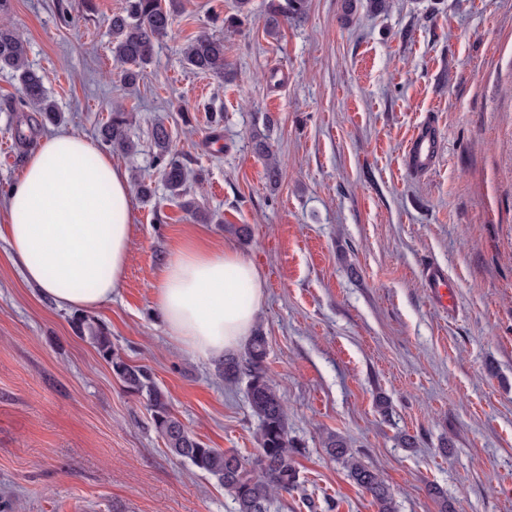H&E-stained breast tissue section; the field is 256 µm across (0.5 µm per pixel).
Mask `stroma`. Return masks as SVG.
<instances>
[{
	"label": "stroma",
	"mask_w": 512,
	"mask_h": 512,
	"mask_svg": "<svg viewBox=\"0 0 512 512\" xmlns=\"http://www.w3.org/2000/svg\"><path fill=\"white\" fill-rule=\"evenodd\" d=\"M267 2L252 0L230 28L235 0H180L172 34L127 89L106 27L126 0H12L0 21L26 40L61 120L19 144L31 115L6 108L19 84L0 71V196L43 137L97 140L123 106L138 152L112 162L128 179L153 176L155 196H133L126 279L94 316L189 431L245 458L258 448L244 385L186 353L154 305L171 251L199 233L253 260L263 281L256 326L303 483L271 512L329 501L376 512L326 454L330 433L379 471L396 512H512V0H393L381 15L359 6L346 25L343 0H309L275 39ZM201 33L223 37L233 82L184 64V43ZM424 121L440 148L418 173L404 147ZM159 122L202 176L190 197L219 223L196 221L156 178ZM257 134L280 164L277 186ZM433 264L456 285L446 310L421 282ZM70 315L0 242V501L10 512H234L216 479L169 453Z\"/></svg>",
	"instance_id": "stroma-1"
}]
</instances>
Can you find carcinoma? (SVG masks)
<instances>
[{
    "label": "carcinoma",
    "mask_w": 512,
    "mask_h": 512,
    "mask_svg": "<svg viewBox=\"0 0 512 512\" xmlns=\"http://www.w3.org/2000/svg\"><path fill=\"white\" fill-rule=\"evenodd\" d=\"M307 8L308 0H269L267 35H278L282 22L302 17ZM178 9L179 0H168L166 4L162 0H126L123 10L107 19L112 56L126 65L121 71V82L136 84L140 68L152 61L156 44L172 32V17ZM27 52L26 41L9 26L1 25L0 70L11 71L20 84V94L9 108L13 112L37 113L35 125L44 127L58 121V109L46 93L42 75L28 63ZM182 54L195 73L221 81L232 78L231 64L224 58V39L220 37L200 34L184 45ZM127 126L122 106L113 108L110 119L99 130L102 145L127 155L136 153L137 144L129 138ZM152 137L156 168L170 196L181 200L184 210L198 221L212 223L214 215L199 210L194 201L186 199L191 171L184 158L172 150L167 128L155 125ZM254 149L266 157L269 179L278 181L280 166L265 139L255 137ZM70 324L77 336L94 344L125 391L145 401L155 430L171 454L215 478L234 501L235 512H271L275 496L300 490L296 467L300 448L289 434L284 401L265 370L267 347L261 330H254L249 336L240 357L226 358L218 366L225 380L245 383L249 407L258 420L259 448L252 459L246 460L234 452L209 448L188 431L174 413L168 393L155 382L151 372L144 366L130 364L114 349L105 324L83 313L73 315ZM323 448L331 459L345 465L354 483L370 494L377 512H396L382 475L359 461L345 440L329 434L323 439Z\"/></svg>",
    "instance_id": "cac0c4a2"
}]
</instances>
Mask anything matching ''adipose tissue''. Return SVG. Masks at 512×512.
I'll return each instance as SVG.
<instances>
[{"label":"adipose tissue","instance_id":"obj_1","mask_svg":"<svg viewBox=\"0 0 512 512\" xmlns=\"http://www.w3.org/2000/svg\"><path fill=\"white\" fill-rule=\"evenodd\" d=\"M0 210L10 255L58 307L93 311L118 294L131 246L132 193L126 174L93 143L72 133L42 139ZM263 297L249 258L189 240L166 260L154 302L169 335L211 360L251 336Z\"/></svg>","mask_w":512,"mask_h":512}]
</instances>
